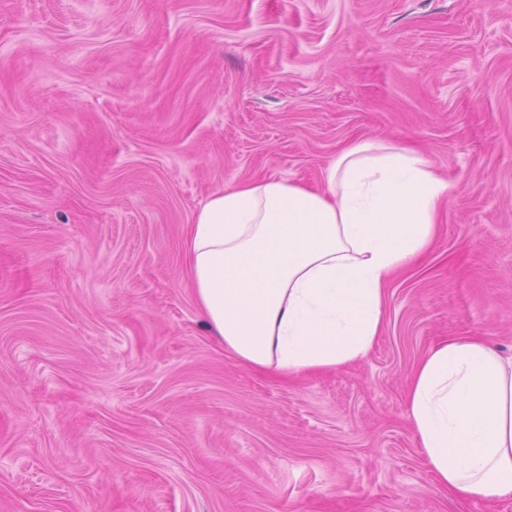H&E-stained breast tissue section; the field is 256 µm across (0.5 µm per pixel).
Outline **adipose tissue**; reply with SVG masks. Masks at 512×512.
I'll use <instances>...</instances> for the list:
<instances>
[{"mask_svg":"<svg viewBox=\"0 0 512 512\" xmlns=\"http://www.w3.org/2000/svg\"><path fill=\"white\" fill-rule=\"evenodd\" d=\"M451 185L424 153L361 139L323 186L269 176L225 185L186 231L187 273L207 330L274 378L363 361L386 287L432 247ZM407 417L449 495L512 496V355L481 336L435 344L414 369Z\"/></svg>","mask_w":512,"mask_h":512,"instance_id":"obj_1","label":"adipose tissue"}]
</instances>
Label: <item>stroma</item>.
I'll use <instances>...</instances> for the list:
<instances>
[{"label":"stroma","mask_w":512,"mask_h":512,"mask_svg":"<svg viewBox=\"0 0 512 512\" xmlns=\"http://www.w3.org/2000/svg\"><path fill=\"white\" fill-rule=\"evenodd\" d=\"M359 139L453 189L360 363L279 381L208 336L185 228ZM512 353V0H0V512H512L430 473L437 342Z\"/></svg>","instance_id":"obj_1"}]
</instances>
